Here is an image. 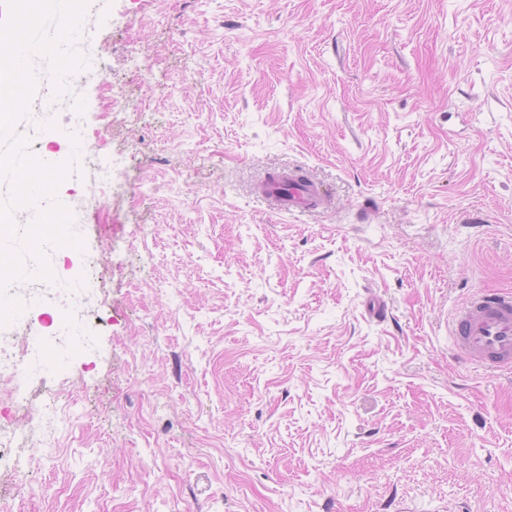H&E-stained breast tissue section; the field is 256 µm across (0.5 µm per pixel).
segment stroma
<instances>
[{
    "label": "stroma",
    "instance_id": "obj_1",
    "mask_svg": "<svg viewBox=\"0 0 512 512\" xmlns=\"http://www.w3.org/2000/svg\"><path fill=\"white\" fill-rule=\"evenodd\" d=\"M84 20L99 163L56 195L100 255L62 247L53 300L29 281L0 327L52 335L83 295L81 343L0 379L1 428L48 398L71 419L22 455L40 496L0 471V512H512V371L448 335L472 293L512 291V0H93ZM291 170L330 203L256 195Z\"/></svg>",
    "mask_w": 512,
    "mask_h": 512
}]
</instances>
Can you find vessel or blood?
Instances as JSON below:
<instances>
[{
  "label": "vessel or blood",
  "mask_w": 512,
  "mask_h": 512,
  "mask_svg": "<svg viewBox=\"0 0 512 512\" xmlns=\"http://www.w3.org/2000/svg\"><path fill=\"white\" fill-rule=\"evenodd\" d=\"M274 200L281 211L310 212L325 205L329 195L316 181L288 175L257 188ZM457 355L490 369L512 367V292L479 293L467 299L449 320Z\"/></svg>",
  "instance_id": "1"
}]
</instances>
